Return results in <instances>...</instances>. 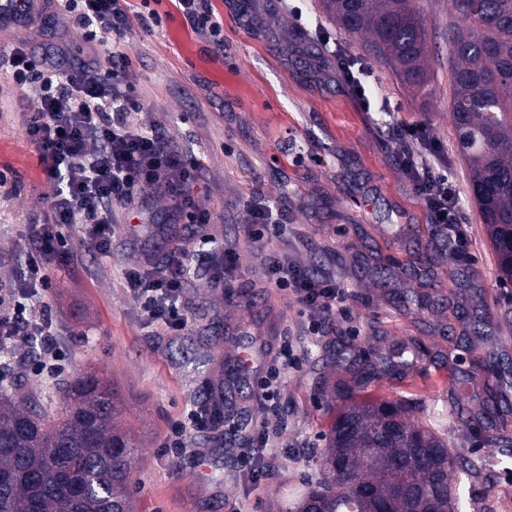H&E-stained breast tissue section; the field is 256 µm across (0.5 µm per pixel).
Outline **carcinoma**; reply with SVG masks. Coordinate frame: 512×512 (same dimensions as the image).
<instances>
[{
	"mask_svg": "<svg viewBox=\"0 0 512 512\" xmlns=\"http://www.w3.org/2000/svg\"><path fill=\"white\" fill-rule=\"evenodd\" d=\"M343 33L427 100L436 86L418 0H321ZM448 107L501 281L512 284V0H448ZM384 358L336 383L340 400L316 477L279 512H458L452 475L473 466L410 421L413 406L374 397ZM66 404L20 384L0 386V512H133L138 442L115 425L116 391L84 373Z\"/></svg>",
	"mask_w": 512,
	"mask_h": 512,
	"instance_id": "cac0c4a2",
	"label": "carcinoma"
}]
</instances>
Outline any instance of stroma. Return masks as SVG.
<instances>
[{
    "label": "stroma",
    "mask_w": 512,
    "mask_h": 512,
    "mask_svg": "<svg viewBox=\"0 0 512 512\" xmlns=\"http://www.w3.org/2000/svg\"><path fill=\"white\" fill-rule=\"evenodd\" d=\"M224 25V48L194 30L172 0H157L162 22L146 31L132 20V52L141 117L166 132L201 164L194 188L210 208L204 231L170 220L164 198L135 210L115 208L112 251L95 254L79 227L67 228L73 260L50 264L51 291L32 302L51 311L56 347L69 365L60 377L31 373L18 357L13 375L53 404L64 401L58 379L87 370L116 382L123 399L117 423L141 441L131 495L136 512H278L303 478L314 474L324 434L336 415L321 395L322 379L350 380L354 361L389 355L393 368L372 387L374 396L415 403L413 417L447 438L478 476L461 479L462 512H512V458L489 439L512 437V386L486 373L488 352L512 364V284L501 283L496 258L469 190L448 112V0H419L428 28L437 93L414 99L358 38L342 33L318 0H208ZM23 42L50 54L64 44L71 61L87 50L73 23L54 35L41 28L0 31V50ZM370 69L375 100L388 112L364 110L338 71L333 50ZM36 99L17 101L0 84V282L19 276L29 249V225L49 214L53 189L38 154L23 135ZM425 122L441 147L469 226L473 264L456 261L435 235L417 194L399 169L402 146L387 130L391 119ZM286 204L285 234L271 248L293 265L335 280L343 309L321 317L309 333L288 293L272 288L246 235L253 206ZM177 243L206 258L179 302L187 327L169 336L148 324L122 279ZM234 249L238 268L229 287L209 282V267ZM436 253L432 281L413 276L421 250ZM432 293L437 303L417 309L405 299ZM487 317L482 339L462 345L469 317ZM300 356L298 369L272 379L277 424L267 447L253 444L269 413L259 382L284 345ZM249 358V387L224 394L225 421L188 431L187 453L163 443L173 420L204 404L210 381ZM484 399L480 424L457 414L471 393Z\"/></svg>",
    "instance_id": "obj_1"
}]
</instances>
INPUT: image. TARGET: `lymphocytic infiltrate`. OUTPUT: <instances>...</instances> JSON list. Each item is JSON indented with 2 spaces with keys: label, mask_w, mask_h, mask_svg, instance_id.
<instances>
[{
  "label": "lymphocytic infiltrate",
  "mask_w": 512,
  "mask_h": 512,
  "mask_svg": "<svg viewBox=\"0 0 512 512\" xmlns=\"http://www.w3.org/2000/svg\"><path fill=\"white\" fill-rule=\"evenodd\" d=\"M57 5L58 19L71 17L78 22L91 46L87 58L69 61L62 49L53 56L38 55L23 43L0 51L17 99L34 95L40 101L37 111L27 116L23 131L54 187L49 219L32 227L25 274L0 298L5 303L0 311V342L40 337L44 357L34 370L49 375L60 369L55 331L50 319L33 314L30 300L50 288L49 263L64 264L70 257L66 227L82 225L94 250L104 257L111 248L114 206L134 209L162 195L174 221L199 225L211 221L209 209L192 194L197 159L184 157L171 137L134 119L144 104L124 40L130 24L127 0H57ZM101 31L112 34L111 47L96 48ZM391 134L403 145L398 164L431 224L440 235H452L459 261L471 262L469 230L459 221L456 185L426 124L400 121L392 125ZM192 263L186 249L174 246L152 265L133 266L123 273L124 284L146 320L173 335L187 324L179 298L191 278ZM259 263L273 287L292 295L310 313L309 329L317 328V316L335 312L336 286L331 279L316 278L276 251L260 253Z\"/></svg>",
  "instance_id": "1"
}]
</instances>
